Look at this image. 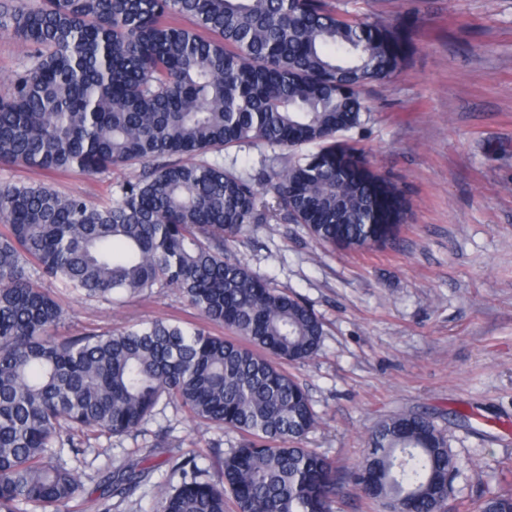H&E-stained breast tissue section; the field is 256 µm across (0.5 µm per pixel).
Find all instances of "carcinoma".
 <instances>
[{
    "label": "carcinoma",
    "mask_w": 512,
    "mask_h": 512,
    "mask_svg": "<svg viewBox=\"0 0 512 512\" xmlns=\"http://www.w3.org/2000/svg\"><path fill=\"white\" fill-rule=\"evenodd\" d=\"M2 30L30 55L0 96V164L141 170L106 205L0 184V512H62L82 481L56 449L143 433L164 398L240 441L216 482L180 464L158 512H334L340 473L301 446L318 416L282 367L318 354L324 324L224 246L281 221L335 247L388 239L404 200L340 136L369 118L361 87L399 68V34L327 0H0ZM258 142L318 147L264 175L271 202L252 175L197 159ZM45 280L114 303L171 289L231 335L155 320L56 338ZM367 445L346 473L366 500L444 512L459 465L433 421L392 416ZM149 474L130 460L102 500ZM476 512H512V493Z\"/></svg>",
    "instance_id": "1"
}]
</instances>
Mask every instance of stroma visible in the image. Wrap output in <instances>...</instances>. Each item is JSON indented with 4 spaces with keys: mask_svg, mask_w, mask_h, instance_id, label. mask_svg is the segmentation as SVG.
I'll return each mask as SVG.
<instances>
[{
    "mask_svg": "<svg viewBox=\"0 0 512 512\" xmlns=\"http://www.w3.org/2000/svg\"><path fill=\"white\" fill-rule=\"evenodd\" d=\"M330 2L342 13L381 15L405 38L401 69L364 87L371 119L351 138L404 190L407 220L385 248L334 249L302 225L279 223L251 225L226 252L299 295L324 323L319 354L289 368L319 415L305 447L344 472L362 459L379 421L399 411L428 417L463 464L447 510H473L487 491L512 492V0ZM284 155L255 143L206 159L256 175ZM137 172L0 165V183H43L108 203ZM57 298L65 310L52 330L59 337L158 319L201 324L170 290L119 306L62 290ZM148 429L64 449L60 463L77 469L83 484L71 512H99L98 484L132 458L144 460L150 479L112 498L111 512H156L155 484L178 485V463L197 457L216 479L239 441L165 401Z\"/></svg>",
    "mask_w": 512,
    "mask_h": 512,
    "instance_id": "stroma-1",
    "label": "stroma"
}]
</instances>
